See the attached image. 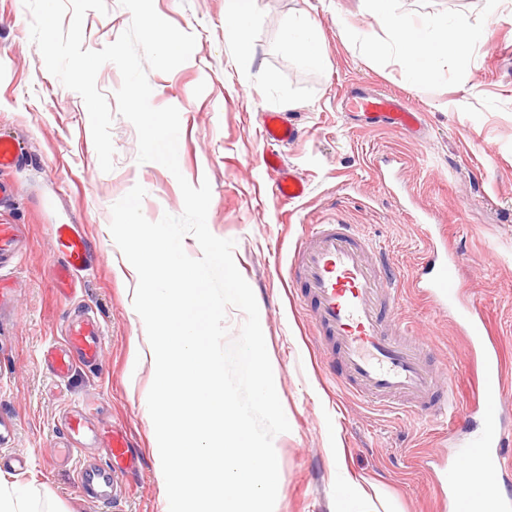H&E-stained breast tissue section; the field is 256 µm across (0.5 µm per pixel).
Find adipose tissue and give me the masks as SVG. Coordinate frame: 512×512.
<instances>
[{
  "label": "adipose tissue",
  "instance_id": "adipose-tissue-1",
  "mask_svg": "<svg viewBox=\"0 0 512 512\" xmlns=\"http://www.w3.org/2000/svg\"><path fill=\"white\" fill-rule=\"evenodd\" d=\"M372 16L386 28L397 53L410 63V75L415 79H431L437 76V61L455 60L466 56L478 39V33L463 15L453 16L432 36L415 33L405 19L396 14L391 0H367Z\"/></svg>",
  "mask_w": 512,
  "mask_h": 512
}]
</instances>
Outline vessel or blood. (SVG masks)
Returning a JSON list of instances; mask_svg holds the SVG:
<instances>
[{
    "mask_svg": "<svg viewBox=\"0 0 512 512\" xmlns=\"http://www.w3.org/2000/svg\"><path fill=\"white\" fill-rule=\"evenodd\" d=\"M341 102L345 110L395 129L409 131L421 123L420 112L392 94L349 90ZM298 135V127L283 113H264L262 137L268 149L263 161L275 174L271 193L288 202L303 198L307 185L282 165L278 148ZM21 154L18 141L1 137L0 174L14 168ZM422 234L427 248L415 269V286L436 311L453 319L481 359L474 401L481 410L482 424L471 430L467 418L459 420L467 432L456 441L448 470L452 508L454 512H512V496L479 488L483 478H496L512 469L502 421L504 375L499 345L477 301L459 286L464 253L437 246L430 228H423ZM51 239L54 249L65 258L57 269V283L66 291L78 272L88 267L87 239L77 224L53 225ZM288 274L303 309L325 342L324 354L339 367L338 379L367 406L408 415L418 411L456 413L453 388L427 365L422 344L400 316L402 292L397 275L355 225H310L299 239ZM103 349L104 330L99 321H73L63 342L49 346L45 358L62 379L76 364L96 366ZM61 431L71 443L68 458L77 473L80 495L91 502L109 503L135 465L126 428L112 427L102 462L90 460L86 454L83 442L93 430L82 414L66 416Z\"/></svg>",
    "mask_w": 512,
    "mask_h": 512,
    "instance_id": "obj_1",
    "label": "vessel or blood"
}]
</instances>
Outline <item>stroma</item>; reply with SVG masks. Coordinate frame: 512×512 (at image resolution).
<instances>
[{"label":"stroma","instance_id":"stroma-1","mask_svg":"<svg viewBox=\"0 0 512 512\" xmlns=\"http://www.w3.org/2000/svg\"><path fill=\"white\" fill-rule=\"evenodd\" d=\"M106 13L87 12L83 47L99 50L130 22L119 0ZM156 12L193 34L191 57L168 73L149 71L150 102L180 113L178 162L192 185L209 181L207 225L235 240V264L256 297L278 396L290 424L274 439L283 481L274 512H332L336 483L362 486L379 512H448V416H393L363 405L332 380L318 331L293 300L288 267L311 224H357L411 280L423 243L411 215L433 212V230L469 262L459 284L477 299L512 371V0L486 15L482 0H392L415 29L463 14L483 31L462 60L442 64L431 80L413 81L390 33L365 0H257L245 28L254 61L237 64L224 26V0H153ZM310 18L324 51L320 67L300 66L282 47L289 22ZM23 0H0V135L23 155L8 172L14 199L0 216L20 226L23 256L0 271L16 290L13 310L0 312V419L15 429L13 451L26 468L0 466V481L27 512H167L147 408L155 369L141 360L147 342L133 296L118 268L125 258L110 232L111 208L134 185L146 195L152 222L180 215V187L164 166L138 163L133 124L114 115V168L102 172L81 96L45 68L29 36ZM402 97L423 114V129L367 127L349 119L338 100L350 86ZM285 112L300 137L280 153L307 183L303 199L270 193L263 163L261 115ZM83 225L91 265L77 291L57 289L63 258L51 227ZM95 316L106 332L96 369L75 366L56 378L43 359L68 319ZM414 321L438 372L450 373L460 403L470 407L469 344L446 315L408 292L401 311ZM85 408L97 425L125 426L139 459L118 499L92 505L79 494L61 459V417Z\"/></svg>","mask_w":512,"mask_h":512}]
</instances>
